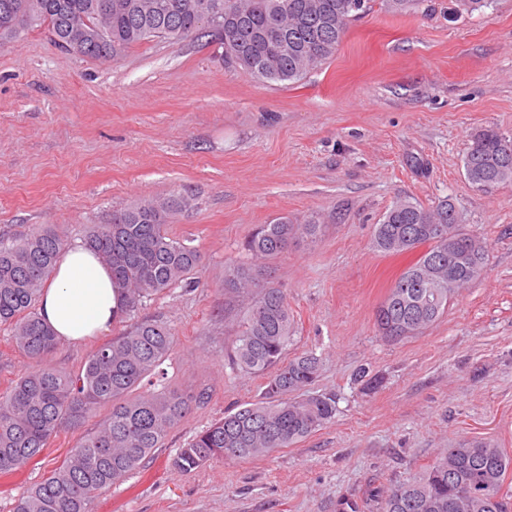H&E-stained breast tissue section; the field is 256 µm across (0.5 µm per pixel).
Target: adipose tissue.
<instances>
[{
    "mask_svg": "<svg viewBox=\"0 0 512 512\" xmlns=\"http://www.w3.org/2000/svg\"><path fill=\"white\" fill-rule=\"evenodd\" d=\"M121 307L110 268L91 248L76 243L61 252L42 291L39 314L59 341L82 345L109 333Z\"/></svg>",
    "mask_w": 512,
    "mask_h": 512,
    "instance_id": "adipose-tissue-1",
    "label": "adipose tissue"
}]
</instances>
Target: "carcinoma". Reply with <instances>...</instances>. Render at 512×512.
<instances>
[{
	"label": "carcinoma",
	"mask_w": 512,
	"mask_h": 512,
	"mask_svg": "<svg viewBox=\"0 0 512 512\" xmlns=\"http://www.w3.org/2000/svg\"><path fill=\"white\" fill-rule=\"evenodd\" d=\"M213 5L212 25L198 26L199 6ZM0 0V40L17 38L37 26L61 50L84 57L114 58L155 38L207 37L224 49L226 65L260 81L298 82L336 52L350 25L373 0ZM424 0H382L401 14ZM235 17L224 21L225 14ZM90 30L92 39L70 49V34ZM467 180L476 188L512 183V138L482 129L465 152ZM189 206L183 195L163 203L141 201L112 212V222L89 228L85 243L112 269L124 293L122 312L187 280L201 263L199 250L168 231L169 219ZM459 223L455 207L443 200L424 208L399 200L374 228V243L385 254L426 247L395 280L375 313L378 331L401 340L432 326L450 299L477 278L487 256L485 238L448 231ZM320 225L283 217L263 224L247 242L257 259H273L299 238H315ZM64 249L51 229L0 240V325L14 332L19 351L38 362L0 396V476L20 471L45 449L64 423L80 424L108 409L98 428L85 434L61 465L18 499L14 512H89L96 493L135 471L168 431L189 412L191 399L176 391L132 392L174 350L171 331L152 320L136 321L92 352L72 374L48 358L59 341L35 310L41 291ZM458 259L460 279L435 288L431 261ZM224 294L245 302L233 350V364L266 377L262 400L224 415L196 435L172 459L182 472L214 459L259 458L286 448L327 424L336 411L332 395L310 394L319 373L311 355L286 358L293 317L286 290L263 281L244 265L228 268ZM512 454L482 440L449 448L413 483L387 488L381 512H512L504 482Z\"/></svg>",
	"instance_id": "obj_1"
}]
</instances>
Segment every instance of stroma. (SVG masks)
<instances>
[{
  "label": "stroma",
  "mask_w": 512,
  "mask_h": 512,
  "mask_svg": "<svg viewBox=\"0 0 512 512\" xmlns=\"http://www.w3.org/2000/svg\"><path fill=\"white\" fill-rule=\"evenodd\" d=\"M428 3L394 15L377 2L297 83L226 68L220 49L189 39L107 60L61 52L40 28L0 45L1 238L49 227L70 245L135 201H195L170 231L200 249L198 287L136 312L171 330L162 384L194 403L91 512H379L383 490L459 443L512 452V185L478 189L463 167L476 131L512 137V0L469 17L454 0ZM404 197L450 200L488 257L436 323L390 341L375 311L416 255L382 253L373 230ZM284 216L322 226L264 266L294 316L287 355L318 358L314 389L335 394L336 414L268 456L179 471V448L263 395L264 377L228 358L239 313L224 309V270L252 265L249 236ZM362 369L376 388L356 381ZM101 421L62 425L1 476L0 512Z\"/></svg>",
  "instance_id": "obj_1"
}]
</instances>
